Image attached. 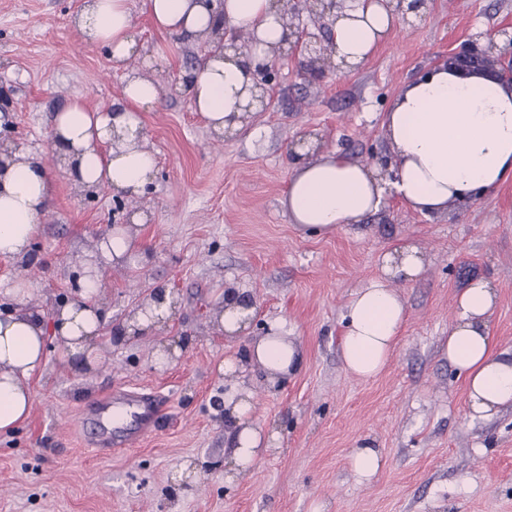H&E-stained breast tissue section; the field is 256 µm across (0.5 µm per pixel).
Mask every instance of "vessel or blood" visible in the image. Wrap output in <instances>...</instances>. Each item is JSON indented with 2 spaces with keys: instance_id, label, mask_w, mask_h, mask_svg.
I'll use <instances>...</instances> for the list:
<instances>
[{
  "instance_id": "vessel-or-blood-1",
  "label": "vessel or blood",
  "mask_w": 512,
  "mask_h": 512,
  "mask_svg": "<svg viewBox=\"0 0 512 512\" xmlns=\"http://www.w3.org/2000/svg\"><path fill=\"white\" fill-rule=\"evenodd\" d=\"M166 410L164 396L135 388L104 394L82 411L81 428L89 444L101 455L112 449L135 446Z\"/></svg>"
}]
</instances>
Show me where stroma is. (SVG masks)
Instances as JSON below:
<instances>
[{
    "label": "stroma",
    "instance_id": "stroma-1",
    "mask_svg": "<svg viewBox=\"0 0 512 512\" xmlns=\"http://www.w3.org/2000/svg\"><path fill=\"white\" fill-rule=\"evenodd\" d=\"M146 2L131 0L139 50L166 48L154 73L164 93L141 114L159 167L144 195L130 199L106 187L78 193L53 161L55 112L72 101L92 110L124 104L121 71L72 27L83 0H0V143L50 158L56 184L30 257L0 256V309L14 305L7 285L28 280L31 305L52 314L101 237L140 210L149 215L141 238L152 257L143 267L101 270L100 367L85 373L52 351L34 377L27 421L0 435V512H310L316 503L327 512H512V407L489 421L471 418L462 380L438 354L456 295L479 277L498 292L495 346L512 351V178L433 219L392 198L329 236L297 229L280 206L301 130L350 159L384 162L381 122L400 89L454 64L464 42L485 43L512 25V0H431L421 20L395 23L366 66L325 80L309 77L300 57H285L270 110L250 117L267 129L264 146L236 134L220 149L171 87L200 62L205 41L158 31ZM404 240L420 247L426 270L399 282L408 311L401 338L386 369L361 381L339 357L343 307ZM228 285L256 303L252 335L282 320L305 351L287 383L255 386L254 417L278 430V446L230 483L224 395L235 379L216 366L241 356L245 342L212 323ZM157 286L176 300L164 329L117 341ZM161 341L179 352L158 365ZM128 386L166 395L169 407L137 447L93 456L80 433L82 405ZM363 441L386 459L365 484L350 467Z\"/></svg>",
    "mask_w": 512,
    "mask_h": 512
}]
</instances>
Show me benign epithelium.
Masks as SVG:
<instances>
[{
    "mask_svg": "<svg viewBox=\"0 0 512 512\" xmlns=\"http://www.w3.org/2000/svg\"><path fill=\"white\" fill-rule=\"evenodd\" d=\"M288 8V12L298 15L307 12L321 19L332 20L336 9V0H278ZM380 4L389 9L395 16L404 19L411 12L427 6L426 0H380ZM499 43H490L482 48L471 41L463 44L457 53V58L465 66L486 70L491 78L505 81L512 85V29L502 28L498 31ZM298 53L306 58L309 75L317 79H325L335 74V67L331 66L335 47L326 36H316L306 28L292 27L286 45L279 46L271 51V56L264 57L256 66V87L259 95L255 99L261 106L267 107L270 102V85L274 78L276 66L285 50Z\"/></svg>",
    "mask_w": 512,
    "mask_h": 512,
    "instance_id": "obj_1",
    "label": "benign epithelium"
}]
</instances>
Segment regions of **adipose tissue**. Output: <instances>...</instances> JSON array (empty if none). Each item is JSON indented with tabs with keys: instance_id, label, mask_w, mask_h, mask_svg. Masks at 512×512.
Wrapping results in <instances>:
<instances>
[{
	"instance_id": "ef3b65f1",
	"label": "adipose tissue",
	"mask_w": 512,
	"mask_h": 512,
	"mask_svg": "<svg viewBox=\"0 0 512 512\" xmlns=\"http://www.w3.org/2000/svg\"><path fill=\"white\" fill-rule=\"evenodd\" d=\"M147 6L160 32L208 45L185 88L193 111L216 135L244 129L252 142H262L264 129L247 127L243 119L255 95L252 71L225 47L222 32L255 36L252 57H265L288 32L278 0H223L218 7L209 0H147ZM394 23L378 0H343L330 30L334 63L365 65ZM73 24L86 42L108 49L113 68L124 70V105L117 111L90 110L75 102L56 112L52 138L58 158L78 191L105 186L118 196L140 197L157 168L141 133V114L161 96L152 71L164 60V51L155 48L144 55L139 69H127V60L138 49L129 0H86ZM382 130L391 148L389 169L314 147L294 161L280 200L291 224L328 235L379 212L391 195L430 218L445 213L450 204L492 193L512 178V88L497 80L436 67L399 91ZM53 193L44 157L0 146L1 256L29 257ZM147 219L138 211L128 225L113 227L96 245L76 293L52 316L29 305L32 283L10 285L7 293L17 306L0 313V433L12 431L29 416L31 381L44 367L49 348L79 368L100 364V269L148 262L147 249L138 241V229ZM380 267L379 276L355 287L341 319V362L362 380L384 371L407 318L406 302L391 280L418 277L425 258L416 246L405 244L383 253ZM496 305L490 281H471L457 296L455 318L441 345L442 356L464 379L474 419L492 418L512 406V353L497 350L490 331ZM247 339L243 355L219 367L221 374L237 378L224 397V419L238 469L268 453L277 441L276 431L252 418L254 382L277 387L296 375L305 359L302 347L279 327Z\"/></svg>"
}]
</instances>
